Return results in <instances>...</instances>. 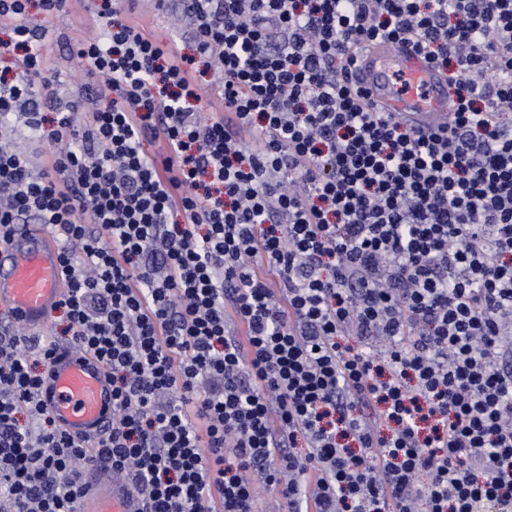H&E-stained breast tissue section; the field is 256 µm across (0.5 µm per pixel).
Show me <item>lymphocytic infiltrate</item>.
<instances>
[{"label": "lymphocytic infiltrate", "instance_id": "f902f5d3", "mask_svg": "<svg viewBox=\"0 0 512 512\" xmlns=\"http://www.w3.org/2000/svg\"><path fill=\"white\" fill-rule=\"evenodd\" d=\"M159 3L192 54L102 0L73 53L111 93L49 121L72 0H0V242L33 218L68 283L59 336L0 334V512H77L94 464L140 512H258L259 479L284 512H512V0ZM379 38L446 73L447 129L367 102ZM62 349L112 384L96 439L41 398Z\"/></svg>", "mask_w": 512, "mask_h": 512}]
</instances>
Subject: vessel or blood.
Instances as JSON below:
<instances>
[{
	"label": "vessel or blood",
	"instance_id": "b4317fda",
	"mask_svg": "<svg viewBox=\"0 0 512 512\" xmlns=\"http://www.w3.org/2000/svg\"><path fill=\"white\" fill-rule=\"evenodd\" d=\"M353 76L378 111L424 131L448 127L455 107L448 79L425 55L402 42L378 39L357 56ZM67 291L59 250L47 230L31 232L27 241L0 243V306H8L17 324L38 330ZM44 395L61 429L92 438L112 419V386L100 365L76 351L51 361ZM128 491L86 482L78 512H139Z\"/></svg>",
	"mask_w": 512,
	"mask_h": 512
}]
</instances>
